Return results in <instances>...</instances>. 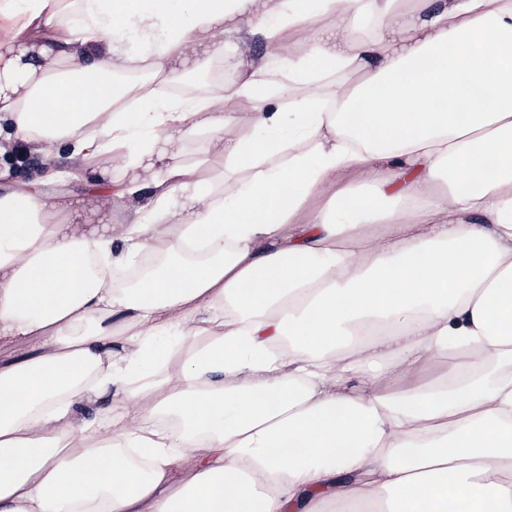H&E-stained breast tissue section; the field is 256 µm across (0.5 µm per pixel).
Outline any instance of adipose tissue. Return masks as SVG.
I'll list each match as a JSON object with an SVG mask.
<instances>
[{"instance_id": "ef3b65f1", "label": "adipose tissue", "mask_w": 512, "mask_h": 512, "mask_svg": "<svg viewBox=\"0 0 512 512\" xmlns=\"http://www.w3.org/2000/svg\"><path fill=\"white\" fill-rule=\"evenodd\" d=\"M186 4L0 0L12 135L153 192L114 235L0 195V348L29 345L0 357V512H512V0ZM318 17L373 25L283 60L300 95L248 77L244 121L210 84L132 83L141 121L120 119L115 72ZM328 73L357 80L317 92ZM201 135L233 196L174 153Z\"/></svg>"}]
</instances>
